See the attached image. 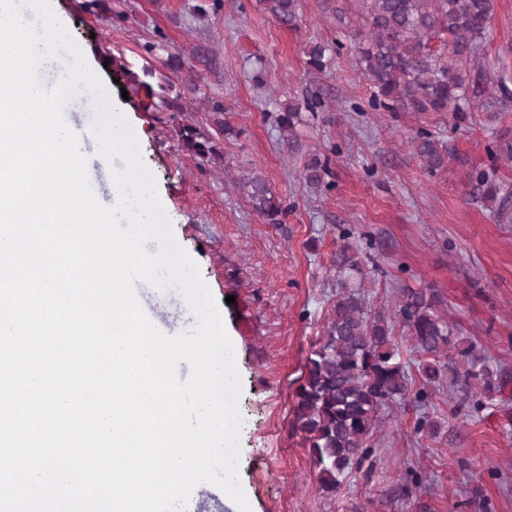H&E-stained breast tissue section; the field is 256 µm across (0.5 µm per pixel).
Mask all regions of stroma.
<instances>
[{
  "mask_svg": "<svg viewBox=\"0 0 512 512\" xmlns=\"http://www.w3.org/2000/svg\"><path fill=\"white\" fill-rule=\"evenodd\" d=\"M82 0H52L53 12L94 59L113 56L129 69L154 68L174 84L194 77L201 90L182 112L145 109L123 97L130 81L100 69L116 111L138 129V154L151 174L174 239L197 264L233 344L240 389L237 466L251 512H512V383L482 408L459 406L439 378L425 410L382 411L373 452L336 493L323 492L289 408L312 342L322 336L335 296L331 258L343 228L372 245L381 273L368 290L388 311L398 286L435 289L437 313L512 376V218L479 198L468 174L495 170L512 190V164L488 147L512 130V0H498L484 43L492 96L505 111L468 113L370 109L369 84L354 46L364 36L349 0H297L294 25L275 22L260 0H224L199 18L198 0H112L119 20L83 11ZM163 31L189 67L170 74L145 46ZM341 41L330 69L306 64L312 42ZM321 108L306 111L312 98ZM224 101L229 134L203 159L181 148L174 129L213 133L210 101ZM302 106L294 135L277 112ZM83 143L97 200L111 202V170L122 158L100 152L95 106L67 102L63 114ZM448 147V165L429 174L415 153L419 130ZM329 158L328 187L308 186L307 164ZM260 175L288 203L283 223L254 210L244 176ZM140 305L168 337L193 331L196 314L183 287L161 291L136 282ZM436 435L416 432L420 415Z\"/></svg>",
  "mask_w": 512,
  "mask_h": 512,
  "instance_id": "1",
  "label": "stroma"
}]
</instances>
